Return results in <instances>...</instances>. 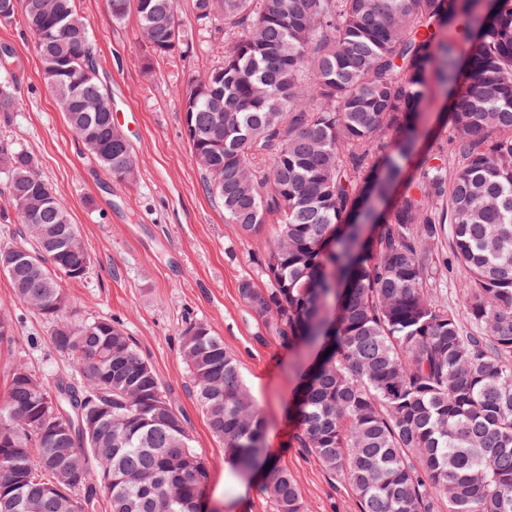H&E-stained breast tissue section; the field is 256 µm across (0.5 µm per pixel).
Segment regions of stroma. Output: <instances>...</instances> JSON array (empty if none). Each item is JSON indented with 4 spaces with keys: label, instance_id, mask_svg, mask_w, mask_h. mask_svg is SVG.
Masks as SVG:
<instances>
[{
    "label": "stroma",
    "instance_id": "obj_1",
    "mask_svg": "<svg viewBox=\"0 0 512 512\" xmlns=\"http://www.w3.org/2000/svg\"><path fill=\"white\" fill-rule=\"evenodd\" d=\"M77 8L91 23L99 81L139 160L131 183L113 180L78 143L43 80L33 35L0 26V44L13 49L11 56L0 54V79L14 81L18 97L13 112H0V136L35 155L92 257L85 278L63 284L67 316L109 319L134 338L188 420L209 466L207 495L218 512L271 509L258 484H250L241 501L224 481V446L197 406L178 351L180 330L191 319L210 325L236 354L265 419L264 445L296 478L305 512H359L353 494L292 443L293 403L314 354L303 345L284 347L240 296L239 280L257 273L256 244L225 223L223 209L204 191L184 132L186 79L215 64L217 41L195 35L194 50L178 63L157 59L147 70L135 17L113 22L106 0H78ZM447 109L445 88L431 82L419 107L425 146L448 148ZM0 308L15 325L14 341L0 348V401L16 363L48 381L73 374L72 360L53 348L50 325L14 297L1 274Z\"/></svg>",
    "mask_w": 512,
    "mask_h": 512
}]
</instances>
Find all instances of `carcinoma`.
I'll return each mask as SVG.
<instances>
[{
	"mask_svg": "<svg viewBox=\"0 0 512 512\" xmlns=\"http://www.w3.org/2000/svg\"><path fill=\"white\" fill-rule=\"evenodd\" d=\"M193 0L222 56L188 78L185 112L205 192L261 242L263 285L238 290L286 345L319 349L295 401L297 447L360 512H512V0ZM35 37L44 81L95 162L132 182L138 165L98 82L77 0H0ZM135 12L152 59L193 48L178 0H106ZM471 41L465 66L456 37ZM460 82L448 112L458 164L436 153L398 196L423 134L426 82ZM0 85V112L15 108ZM394 135L392 143L381 133ZM3 195L19 240L0 244L18 301L51 326L75 375L49 385L13 369L0 404V512H196L209 470L185 417L132 337L109 319L71 321L62 281L91 256L36 158L0 137ZM275 225L270 238L265 225ZM448 237V257L432 245ZM462 270L463 310L434 285ZM197 405L239 473L264 458V420L236 355L211 326L181 331ZM110 410L83 422L86 404ZM56 412L46 432L31 411ZM273 512H304L273 466Z\"/></svg>",
	"mask_w": 512,
	"mask_h": 512,
	"instance_id": "obj_1",
	"label": "carcinoma"
}]
</instances>
